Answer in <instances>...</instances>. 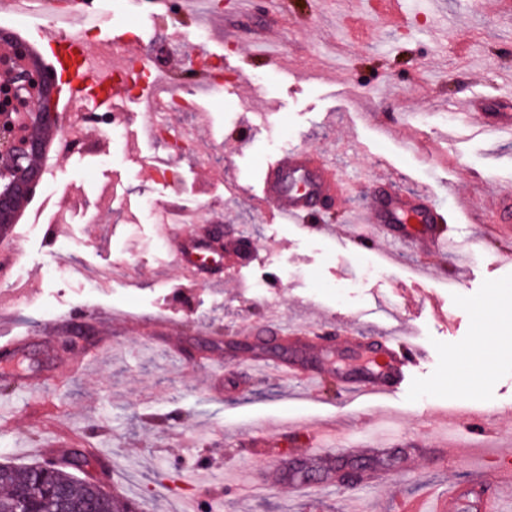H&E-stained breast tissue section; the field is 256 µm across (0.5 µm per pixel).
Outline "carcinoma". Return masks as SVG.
I'll return each instance as SVG.
<instances>
[{
    "mask_svg": "<svg viewBox=\"0 0 512 512\" xmlns=\"http://www.w3.org/2000/svg\"><path fill=\"white\" fill-rule=\"evenodd\" d=\"M55 489L69 499L72 512H133L126 498L100 494L89 479L76 477L63 459L47 473L33 464L18 468L0 463V512H51Z\"/></svg>",
    "mask_w": 512,
    "mask_h": 512,
    "instance_id": "obj_1",
    "label": "carcinoma"
}]
</instances>
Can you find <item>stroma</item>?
I'll use <instances>...</instances> for the list:
<instances>
[{"label": "stroma", "mask_w": 512, "mask_h": 512, "mask_svg": "<svg viewBox=\"0 0 512 512\" xmlns=\"http://www.w3.org/2000/svg\"><path fill=\"white\" fill-rule=\"evenodd\" d=\"M401 9L404 23L389 27L370 0H252L244 11L228 0L203 45L223 58L224 94L177 115L170 130L188 141L169 147L176 162L163 180L142 166L155 147L139 134L146 117L133 96L119 139L91 137L94 153L54 162V196L37 191L14 230L21 279H0V340L33 334L22 351L0 349V462H37L40 448L81 452L86 474L107 465V488L137 512H403L408 503L432 512L457 488L464 512H480L493 491L489 453L512 449V358L478 384V404L496 416L475 448V406L449 393L448 363L477 334L479 311L495 313L497 293L512 290V232L485 208L492 189L512 184V134L480 132L484 117L465 118L463 102H484L492 117L512 108V83L498 78L512 71V0L480 13L470 0H402ZM122 23L137 34L128 54L179 77L175 43L194 29L192 16L145 0ZM263 39L276 40L278 64L252 53ZM249 123L243 146L236 137ZM291 150L317 155L354 186L330 205L325 234L278 223L260 198L262 169ZM382 164L390 193L427 187L474 255L426 250L418 224L391 225L374 251L354 248L346 224L351 212L374 211L368 179ZM65 197L69 219L46 242L35 214ZM166 203L206 212L225 237L250 240L249 254L186 279L170 257ZM71 261L99 270L97 287L58 273ZM118 262L129 266L121 278L110 274ZM454 273L463 287H449ZM66 313V328L38 338ZM151 315L173 329L133 327ZM299 322L334 333L341 350L354 332L403 337L418 348L408 381L350 398L327 360L314 367L312 392L256 373V356L306 360L308 349L284 336ZM36 372L47 382L24 388L21 376ZM321 425L344 430L335 462L367 461L384 481L347 486L319 471L298 486L270 463L263 442L306 461ZM447 439L456 458L431 462ZM379 444L388 450L377 460Z\"/></svg>", "instance_id": "obj_1"}]
</instances>
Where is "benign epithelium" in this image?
<instances>
[{
	"instance_id": "1",
	"label": "benign epithelium",
	"mask_w": 512,
	"mask_h": 512,
	"mask_svg": "<svg viewBox=\"0 0 512 512\" xmlns=\"http://www.w3.org/2000/svg\"><path fill=\"white\" fill-rule=\"evenodd\" d=\"M0 227L18 222V201L35 195L61 124L56 112V75L16 46L0 52Z\"/></svg>"
}]
</instances>
